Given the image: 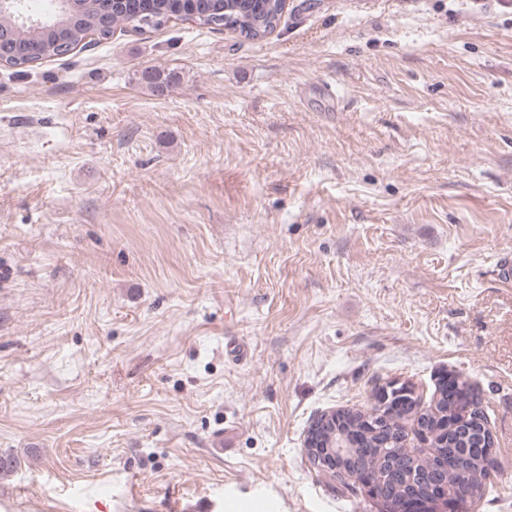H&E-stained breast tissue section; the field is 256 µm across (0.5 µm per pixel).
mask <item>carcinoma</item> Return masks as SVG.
<instances>
[{
	"instance_id": "carcinoma-1",
	"label": "carcinoma",
	"mask_w": 512,
	"mask_h": 512,
	"mask_svg": "<svg viewBox=\"0 0 512 512\" xmlns=\"http://www.w3.org/2000/svg\"><path fill=\"white\" fill-rule=\"evenodd\" d=\"M285 9L284 0H223V7L215 10L209 0H128L119 4L112 12V22L107 27L97 23L96 3H87L71 21L58 28L65 12L61 0H54V15L44 21H25L20 0H12L5 19L17 28L13 54L5 60L17 69L30 68L40 60L59 55L57 42L67 40L80 43L86 36L94 35L103 41L112 37L115 29L146 27L159 29L182 15L191 16L199 26L216 30H229L246 40H262L279 26ZM177 77L175 72L153 68L142 72L140 82L154 95L169 91ZM396 396L388 409L398 421L385 424L378 434L366 436L358 443L354 454L347 459L350 472L367 475L384 491L385 496L398 500L413 491V484L422 475H432V467L424 458L398 450L407 433L405 428L414 420L431 423L437 419H448V433H440L432 444L433 451L448 457L449 494L468 502L478 497L481 480L497 472V460L493 456L494 439L487 427L482 411L466 422L455 414L448 396L440 398L420 409V401L403 393V386L396 387ZM365 423L363 412L358 408L339 409L323 414L315 422L317 433L335 436L341 440L346 435L355 439Z\"/></svg>"
}]
</instances>
